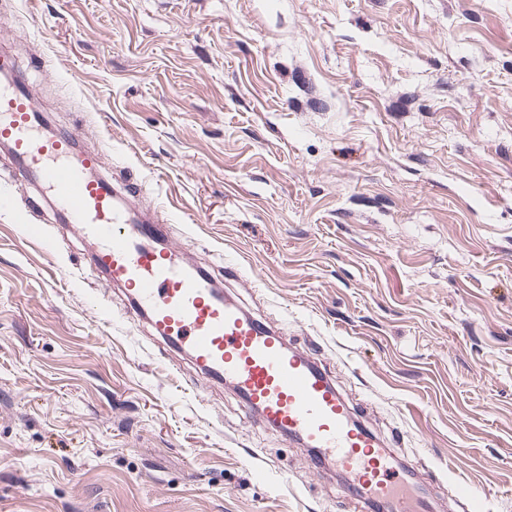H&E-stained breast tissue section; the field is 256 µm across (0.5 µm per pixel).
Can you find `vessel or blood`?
<instances>
[{
    "label": "vessel or blood",
    "mask_w": 512,
    "mask_h": 512,
    "mask_svg": "<svg viewBox=\"0 0 512 512\" xmlns=\"http://www.w3.org/2000/svg\"><path fill=\"white\" fill-rule=\"evenodd\" d=\"M13 70L1 54L0 149L19 181L47 194L69 228L90 240L99 280L127 297L151 335L224 383L264 425L330 464L345 498L371 512H433L320 363L245 309L201 263L186 261L158 215L136 211L137 180L111 183L104 155L79 149V133L48 131Z\"/></svg>",
    "instance_id": "1"
}]
</instances>
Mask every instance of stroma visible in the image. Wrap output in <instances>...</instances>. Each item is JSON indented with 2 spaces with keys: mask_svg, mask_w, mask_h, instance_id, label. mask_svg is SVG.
<instances>
[{
  "mask_svg": "<svg viewBox=\"0 0 512 512\" xmlns=\"http://www.w3.org/2000/svg\"><path fill=\"white\" fill-rule=\"evenodd\" d=\"M2 48L435 512H512V0H0ZM34 196L0 151V512H360Z\"/></svg>",
  "mask_w": 512,
  "mask_h": 512,
  "instance_id": "obj_1",
  "label": "stroma"
}]
</instances>
